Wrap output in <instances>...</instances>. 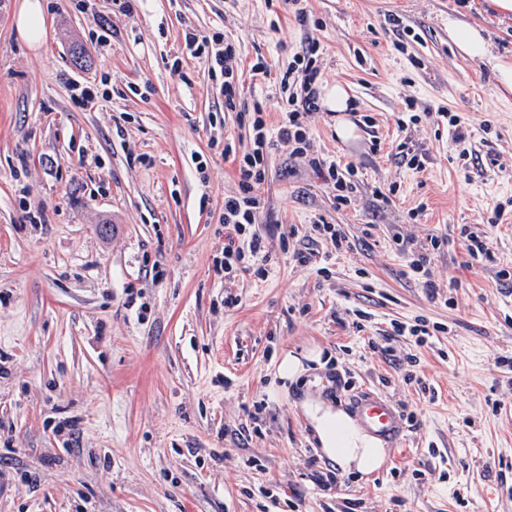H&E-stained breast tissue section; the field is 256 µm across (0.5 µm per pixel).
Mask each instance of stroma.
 I'll return each mask as SVG.
<instances>
[{"mask_svg":"<svg viewBox=\"0 0 512 512\" xmlns=\"http://www.w3.org/2000/svg\"><path fill=\"white\" fill-rule=\"evenodd\" d=\"M20 3L0 0V512H512V370L496 365L512 357V94L448 38L449 18L481 26L512 62V16L490 0H299L302 20L286 0H134L125 16L112 0H42L34 49ZM189 27L236 46L244 102L269 124L274 72L311 42L320 87L343 85L374 120L344 139V115L309 119L317 149L354 166L343 209L275 143L258 228L288 246L263 280L213 270L238 191L220 143L250 137L205 59L174 66ZM260 57L269 74L249 71ZM73 80L105 83L106 99L79 109ZM464 224L492 260L470 262ZM304 246L307 267L292 258ZM420 319L425 342L395 335ZM311 350L320 361L281 381L283 356ZM365 389L407 419L368 477L337 471L300 407L347 410ZM44 12L41 0H23L15 18L21 38L32 48H37L45 38Z\"/></svg>","mask_w":512,"mask_h":512,"instance_id":"35a3bbf8","label":"stroma"}]
</instances>
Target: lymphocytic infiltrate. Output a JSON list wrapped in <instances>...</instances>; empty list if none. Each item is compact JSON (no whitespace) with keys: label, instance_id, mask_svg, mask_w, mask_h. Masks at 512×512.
<instances>
[{"label":"lymphocytic infiltrate","instance_id":"1","mask_svg":"<svg viewBox=\"0 0 512 512\" xmlns=\"http://www.w3.org/2000/svg\"><path fill=\"white\" fill-rule=\"evenodd\" d=\"M183 43L187 55L207 56L212 74L222 80L225 111L235 113L239 126L249 128L252 135L250 148L241 153L232 141L224 143L225 155L236 162L238 191L224 199V245L220 258L213 262V269L219 275L242 271L265 278L272 246L256 229L261 209L257 190L265 181L270 150L275 142L290 145L293 157L306 162L319 178L331 184L337 206L348 205L356 189L336 161L319 156L310 135L308 120L317 108L314 85L320 76L318 47L308 44L295 53L291 65L277 74L276 81L280 89L287 91L288 97L278 129L272 133L263 112L249 110L241 100V74L235 46L225 42L222 34L203 36L192 29L185 31Z\"/></svg>","mask_w":512,"mask_h":512}]
</instances>
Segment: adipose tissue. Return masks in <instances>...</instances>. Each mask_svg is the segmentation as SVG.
<instances>
[{
    "instance_id": "adipose-tissue-1",
    "label": "adipose tissue",
    "mask_w": 512,
    "mask_h": 512,
    "mask_svg": "<svg viewBox=\"0 0 512 512\" xmlns=\"http://www.w3.org/2000/svg\"><path fill=\"white\" fill-rule=\"evenodd\" d=\"M448 37L465 57L492 65L498 92L512 93V63L492 56L481 28L452 18L448 21ZM302 409L323 455L342 472L369 475L383 466L387 450L382 440L341 406L309 398L303 402Z\"/></svg>"
}]
</instances>
